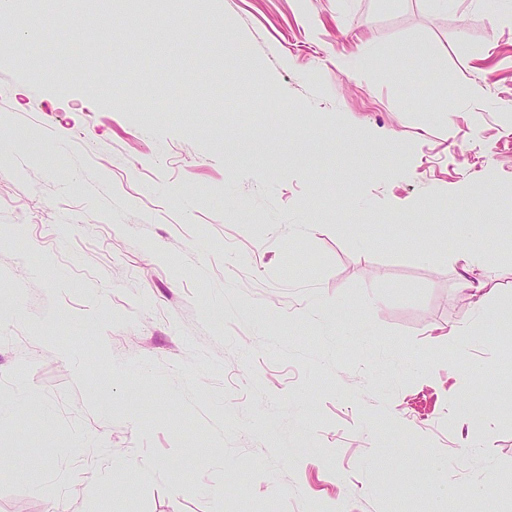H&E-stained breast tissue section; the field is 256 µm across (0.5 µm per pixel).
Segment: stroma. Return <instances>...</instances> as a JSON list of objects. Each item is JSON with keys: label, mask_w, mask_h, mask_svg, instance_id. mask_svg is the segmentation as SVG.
I'll return each instance as SVG.
<instances>
[{"label": "stroma", "mask_w": 512, "mask_h": 512, "mask_svg": "<svg viewBox=\"0 0 512 512\" xmlns=\"http://www.w3.org/2000/svg\"><path fill=\"white\" fill-rule=\"evenodd\" d=\"M137 14L0 46V512H512V0ZM481 223L454 224L451 235L462 243V252L456 258L462 260V281L460 288L467 292L469 298L485 297V282L480 278H474V267L483 264H491L494 260L492 254L483 251L477 242L478 227Z\"/></svg>", "instance_id": "obj_1"}]
</instances>
